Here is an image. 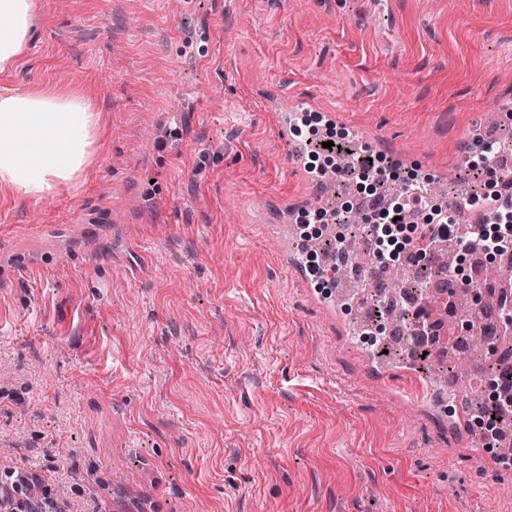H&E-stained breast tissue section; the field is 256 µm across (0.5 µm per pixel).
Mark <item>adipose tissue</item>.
I'll return each mask as SVG.
<instances>
[{
    "instance_id": "obj_1",
    "label": "adipose tissue",
    "mask_w": 512,
    "mask_h": 512,
    "mask_svg": "<svg viewBox=\"0 0 512 512\" xmlns=\"http://www.w3.org/2000/svg\"><path fill=\"white\" fill-rule=\"evenodd\" d=\"M32 23V0H0V72L23 57ZM104 132L100 109L79 89L1 93L0 183L37 199L77 185Z\"/></svg>"
}]
</instances>
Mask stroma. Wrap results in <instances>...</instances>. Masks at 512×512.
<instances>
[{
	"label": "stroma",
	"instance_id": "obj_1",
	"mask_svg": "<svg viewBox=\"0 0 512 512\" xmlns=\"http://www.w3.org/2000/svg\"><path fill=\"white\" fill-rule=\"evenodd\" d=\"M0 93L76 86L107 137L76 189L0 186V463L108 512H512V466L374 365L355 311L279 258L321 228L266 91L451 180L512 111V0H34Z\"/></svg>",
	"mask_w": 512,
	"mask_h": 512
}]
</instances>
